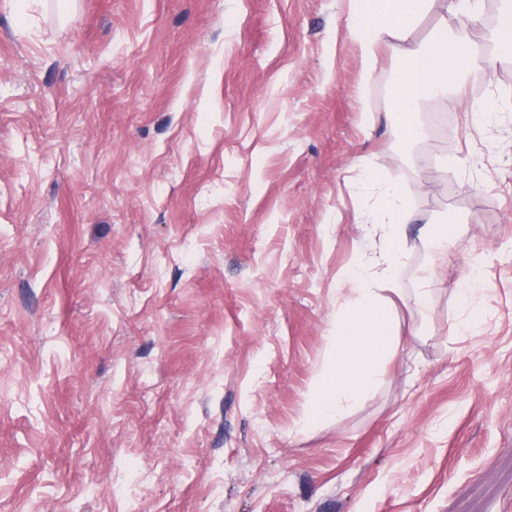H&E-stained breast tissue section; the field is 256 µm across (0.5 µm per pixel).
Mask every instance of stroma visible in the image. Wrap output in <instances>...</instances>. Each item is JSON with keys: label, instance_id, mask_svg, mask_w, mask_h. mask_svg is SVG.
Returning a JSON list of instances; mask_svg holds the SVG:
<instances>
[{"label": "stroma", "instance_id": "35a3bbf8", "mask_svg": "<svg viewBox=\"0 0 512 512\" xmlns=\"http://www.w3.org/2000/svg\"><path fill=\"white\" fill-rule=\"evenodd\" d=\"M351 8L0 0V512H512V59L409 150ZM366 171L411 205L409 298L418 227L458 231L418 336L309 425Z\"/></svg>", "mask_w": 512, "mask_h": 512}]
</instances>
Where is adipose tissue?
Instances as JSON below:
<instances>
[{
	"mask_svg": "<svg viewBox=\"0 0 512 512\" xmlns=\"http://www.w3.org/2000/svg\"><path fill=\"white\" fill-rule=\"evenodd\" d=\"M349 24L365 65H373L381 47L406 61L394 80L391 115L400 127L404 144H412L421 128L412 120L420 103L448 92H461L465 70L481 67L484 55L470 42V25L480 22L483 0H352ZM459 14L467 24L448 32L438 22L429 40L413 39L417 23L432 12ZM372 191L378 205L367 227L378 237L376 255L355 266L354 283L342 303L336 326V351L311 395L312 419H326L361 402L382 378L385 366L402 342L392 307L398 276L407 261L402 244L411 213L401 193L367 176L361 183Z\"/></svg>",
	"mask_w": 512,
	"mask_h": 512,
	"instance_id": "ef3b65f1",
	"label": "adipose tissue"
}]
</instances>
